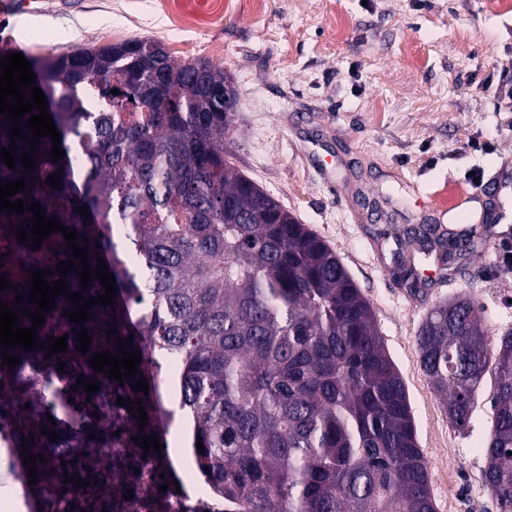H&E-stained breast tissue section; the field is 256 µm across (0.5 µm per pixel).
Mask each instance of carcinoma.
I'll use <instances>...</instances> for the list:
<instances>
[{"mask_svg": "<svg viewBox=\"0 0 512 512\" xmlns=\"http://www.w3.org/2000/svg\"><path fill=\"white\" fill-rule=\"evenodd\" d=\"M31 68L61 140L80 144L85 162L75 169L67 154L52 162L43 137L34 169L0 160V181L25 178L10 201L38 202L77 242L88 238V262L96 267L100 253L118 289L113 305L90 308L86 353L76 350L81 327L65 316L74 303L61 295L37 339L65 336L67 351L47 358L46 347L14 348L8 354L21 362L0 365V423L15 459L23 461L28 438L31 453L43 454L30 487L33 512H137L121 492L143 476L99 449L142 454L131 437L153 433L168 445L173 413L163 383L224 512H436L405 386L371 304L332 249L227 160L224 139L238 106L229 74L205 60L178 61L147 39L81 47ZM85 89L109 105L91 109ZM59 170L55 189L46 179ZM83 205L86 219L77 211ZM29 218L0 213V274L13 285L0 300L13 307L15 292L28 289L29 268L48 269L46 282L62 279L86 299L105 294L98 280L85 290L76 273H58L69 259L62 232L36 250L17 242L13 229ZM486 229L434 235L414 224L404 236L447 263L476 251ZM130 334L141 352L135 377L120 384L105 373L109 366L92 370V354L117 353V338ZM417 344L459 431L492 373V423L479 444L484 482L498 512H512V330L492 346L479 304L467 298L450 318L445 301L422 322ZM164 356L180 365L166 381ZM80 376L100 390L75 388ZM141 378L146 394L134 388ZM120 397L142 401L147 425L138 426V405H116ZM44 429L59 438L47 439ZM74 439L85 452L68 451ZM75 474L88 485L65 481Z\"/></svg>", "mask_w": 512, "mask_h": 512, "instance_id": "carcinoma-1", "label": "carcinoma"}]
</instances>
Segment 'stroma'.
Masks as SVG:
<instances>
[{"mask_svg": "<svg viewBox=\"0 0 512 512\" xmlns=\"http://www.w3.org/2000/svg\"><path fill=\"white\" fill-rule=\"evenodd\" d=\"M193 33L179 58L231 74L238 94L233 165L337 254L369 300L407 392L437 512H497L479 441L491 426L483 385L456 430L420 362L430 309L464 295L491 336L512 329V8L487 0H26L0 12V50L49 59L131 38L170 44L172 16ZM501 185L475 199L468 180ZM502 217L486 246L441 270L411 250L412 224L458 230ZM424 280L411 294L401 259Z\"/></svg>", "mask_w": 512, "mask_h": 512, "instance_id": "35a3bbf8", "label": "stroma"}]
</instances>
